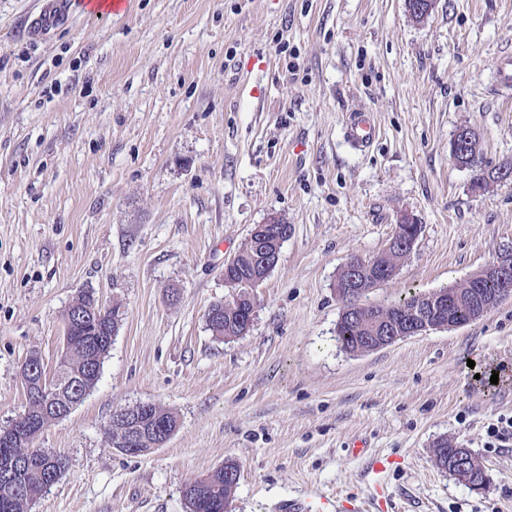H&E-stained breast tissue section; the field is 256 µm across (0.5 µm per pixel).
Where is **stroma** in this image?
<instances>
[{"label":"stroma","mask_w":512,"mask_h":512,"mask_svg":"<svg viewBox=\"0 0 512 512\" xmlns=\"http://www.w3.org/2000/svg\"><path fill=\"white\" fill-rule=\"evenodd\" d=\"M42 4L0 0V427L25 410V359L55 368L79 296L124 316L97 385L35 442L65 468L32 512H187L184 485L228 462L230 512L291 497L512 512V436L489 434L512 417V295L468 325L353 354L335 288L405 215L421 233L364 303L512 251V183L473 191L450 153L468 126L483 168L512 159V98L491 88L512 0H435L420 22L406 0H127L113 14L71 0L67 23L36 36ZM359 109L380 125L365 152L343 133ZM273 216L291 233L251 291V329L216 337L224 264ZM140 402L179 427L128 456L107 428ZM443 439L477 458L482 490L436 465ZM357 440L367 456L351 455Z\"/></svg>","instance_id":"stroma-1"}]
</instances>
